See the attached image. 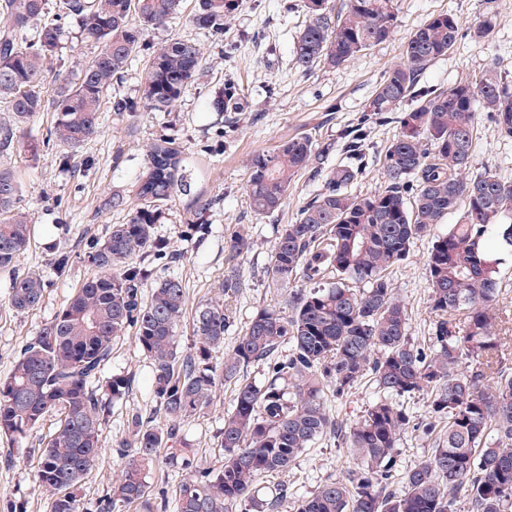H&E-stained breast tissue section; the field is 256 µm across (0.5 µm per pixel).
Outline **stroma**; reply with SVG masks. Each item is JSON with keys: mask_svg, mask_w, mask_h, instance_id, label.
Segmentation results:
<instances>
[{"mask_svg": "<svg viewBox=\"0 0 512 512\" xmlns=\"http://www.w3.org/2000/svg\"><path fill=\"white\" fill-rule=\"evenodd\" d=\"M194 5V0H183L164 26L148 29L142 36L150 53L174 38L195 40L204 50L200 75L171 111L142 112L132 120L127 113L113 111L111 101H104L100 135L74 153L62 144L45 143L54 115L43 112L18 135L12 152L0 156L1 167L22 173L20 205L34 226L31 243L18 256L16 269L21 273L39 271L47 284L38 309L18 312L8 304L10 276L0 272V376L9 372L21 347L54 318L87 277V254L93 243L112 225L126 221V213L112 211L108 200L115 193H130L143 171L146 147L159 135L180 143L192 193L214 199L215 205L203 217L206 233L198 235L183 216L186 196L170 203L156 233L182 257L156 264L154 279H182L186 309L194 311L198 303L219 294L231 234L244 231L253 241L251 251L237 260L249 286L231 303L234 322L224 334L229 346L258 312L283 307L282 297L262 278L274 229L295 223L301 207L322 187L308 175H298L279 214L256 220L245 194L252 154L273 149L292 137L307 136L317 143L340 141L357 124L384 75L402 62L410 35L438 14L454 16L466 28L490 14L495 28L489 38L459 41L422 74L421 85L446 88L471 79L491 62L502 74L512 76V0H396L398 21L387 41L345 65L330 68L319 64L306 71L293 63L294 44L307 23L303 0H244L219 45L193 24ZM92 52V46L77 47L72 29H65L58 57L46 65V89L56 88L65 76L76 72ZM228 81L238 87L249 104L248 111L227 114L213 110L215 91ZM399 131L400 125L393 119L372 127L366 168L352 184L353 194L383 189L384 153ZM489 170L512 179V140L501 137L494 123L483 116L477 124L468 172L476 175ZM430 246L429 239L415 240L408 259L389 275L396 295L408 308V334L419 346L424 345L432 320L425 269ZM61 250L70 254L63 274L50 264L54 253ZM109 370L127 375L130 390L113 406L102 432L104 453L83 489L89 508L121 475L122 461L115 448L127 435L128 415L149 413L154 406L152 366L133 337H125L114 348ZM236 387V380L224 381L205 413L181 427L202 465L219 464L223 454L219 430L232 407ZM378 396L375 384L365 380L347 396L338 398L329 391L325 399L338 426L347 430ZM39 439L36 432L19 443L0 439V512H13L19 503L26 512H45L44 497L34 482L38 460L34 449ZM354 466L346 447L333 439L318 440L287 471L271 477L272 482L288 487L283 512H293L298 500L310 496L325 481L345 477Z\"/></svg>", "mask_w": 512, "mask_h": 512, "instance_id": "stroma-1", "label": "stroma"}]
</instances>
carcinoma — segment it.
Returning <instances> with one entry per match:
<instances>
[{
	"label": "carcinoma",
	"instance_id": "cac0c4a2",
	"mask_svg": "<svg viewBox=\"0 0 512 512\" xmlns=\"http://www.w3.org/2000/svg\"><path fill=\"white\" fill-rule=\"evenodd\" d=\"M181 0H0V99L11 120L0 124V151L14 144L39 113L56 118L44 140L78 150L100 130L101 102L122 79L142 46V34L165 25ZM242 0H197L193 24L215 43L223 41ZM308 21L294 47L297 67L342 66L385 42L397 21L395 0H348L338 13L329 0H304ZM83 42L97 45L71 78L45 90V64L56 56L61 20ZM465 35L447 14L418 27L405 45L404 61L380 83L358 128L341 144L289 139L248 162L246 195L258 220L283 208L294 178L304 172L322 188L293 224L277 229L263 276L286 293L288 311L264 309L242 336L224 347L233 322L224 299L242 288L238 269H228L220 297L196 306L193 344L179 351L178 328L185 287L176 278L148 285L145 263L174 257L155 235L168 203L191 192L181 151L165 134L149 146L132 195L114 193L110 206L128 212L87 256L90 274L23 345L9 373L0 377V437L15 441L54 427L37 448L35 483L48 512H87L81 490L102 454L101 436L112 404L129 390L122 374L103 375L114 347L130 329L153 365L154 412L135 413L129 437L116 452L120 479L102 496L96 512H158L168 500L150 491V472L160 457L184 473L174 494V512H282L288 487L264 478L288 470L317 440L340 437L356 461L341 480H330L298 502L296 512H456L467 492L472 512H512V336L496 332L500 286L489 237L512 246V181L486 171L467 176L478 113L485 112L501 136L512 138V80L495 65L471 81L423 90L420 76ZM202 60L197 42L173 39L146 65L143 106L118 94L112 111L134 116L143 109L168 112L196 79ZM414 108L399 116L400 132L387 147L385 187L358 196L348 187L362 174L361 128L394 112L406 100ZM217 112H241L229 84L213 100ZM336 152L346 162L331 166ZM21 182L0 168V272L10 275L8 303L17 312L39 308L45 282L36 272L15 270L30 242L32 224L20 209ZM215 200L197 196L185 220L194 222ZM461 211L448 231L443 219ZM432 241L426 257L429 308L427 344L408 336V313L395 295L388 270L410 254L414 240ZM241 233L228 243L230 259L249 252ZM304 287L299 288L297 284ZM285 357L278 356L283 345ZM265 365L267 382H241L219 437L218 467H203L182 436L181 425L208 408L219 384L249 367ZM371 377L385 394L341 434L323 395L336 397ZM427 397V417L413 422L402 398ZM434 438L432 452L393 480L397 442L408 428Z\"/></svg>",
	"mask_w": 512,
	"mask_h": 512
}]
</instances>
